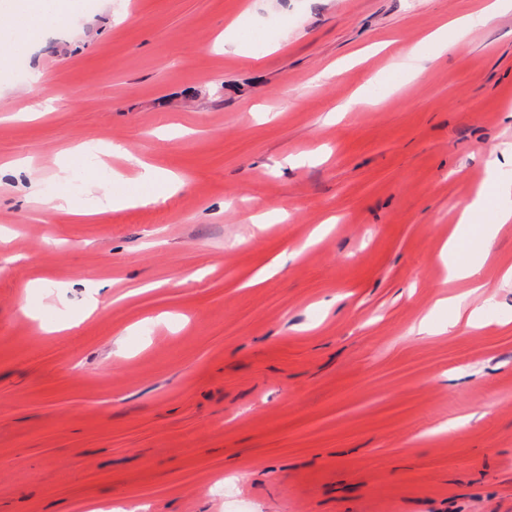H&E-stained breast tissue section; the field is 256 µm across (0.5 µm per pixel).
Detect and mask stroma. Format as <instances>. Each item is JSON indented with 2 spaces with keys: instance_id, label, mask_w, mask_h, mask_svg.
<instances>
[{
  "instance_id": "35a3bbf8",
  "label": "stroma",
  "mask_w": 512,
  "mask_h": 512,
  "mask_svg": "<svg viewBox=\"0 0 512 512\" xmlns=\"http://www.w3.org/2000/svg\"><path fill=\"white\" fill-rule=\"evenodd\" d=\"M78 2L0 43V512H512V223L484 327L440 304L512 142V0ZM91 141L184 183L105 207L138 190L115 159L101 218H25Z\"/></svg>"
}]
</instances>
